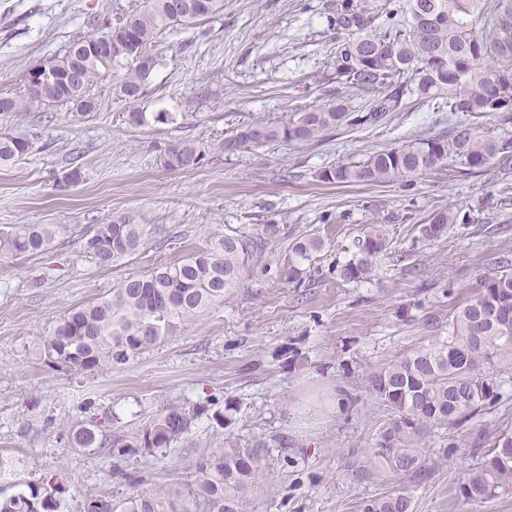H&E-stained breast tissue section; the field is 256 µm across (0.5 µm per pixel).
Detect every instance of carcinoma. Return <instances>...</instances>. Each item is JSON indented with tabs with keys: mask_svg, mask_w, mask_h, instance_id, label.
<instances>
[{
	"mask_svg": "<svg viewBox=\"0 0 512 512\" xmlns=\"http://www.w3.org/2000/svg\"><path fill=\"white\" fill-rule=\"evenodd\" d=\"M180 0H145L139 9L121 14L115 22L95 18L91 32L74 39L63 53L46 60L59 81L38 99L26 87L22 93L0 92V114L43 110L70 103L85 117L100 108L87 95L89 86L112 81V93L127 100L128 90L145 96L153 70L163 59L162 37L169 29L206 19L224 11V0H192L188 16L176 13ZM387 23L376 25L380 17ZM346 31L329 65L336 81L371 95L362 110L345 101L290 112L272 122H256L218 145L228 149L261 148L279 142L307 143L340 128L378 126L403 100L439 101L450 112L495 115L512 112V0H408L366 11L347 2L335 20ZM118 33L123 55L110 62L97 59L96 37ZM512 147V132L482 133L468 122L452 127L446 137L369 153L357 163L324 171L325 182L384 183L411 177L447 162L467 171H480L497 162H511L502 145ZM34 150L26 135L0 133V164L22 159ZM209 146L193 140H174L160 160L168 170L200 167ZM467 216L452 208L432 212L420 232L428 240L448 235ZM67 231L62 224H16L0 232V260L35 255ZM156 229L137 223L122 212L92 226L84 238L86 253L101 266L116 264L143 251ZM316 235L296 239L288 258V282L304 283L302 264L324 248ZM253 241L240 233L211 237L193 254L154 268L146 275L124 279L110 295L71 309L45 342L48 360L76 372L122 369L162 340L173 336L224 294L238 286L245 257ZM353 259L342 266L348 280L368 278L389 241L376 225L354 240ZM502 270L480 277V289L448 316L425 319L436 335L426 344L368 378L369 389L394 417L380 431L375 446L351 461V474L369 480L379 470L394 478L398 488L359 502L358 512H414L415 485L428 474L426 458L415 443L436 428L462 429L484 408L501 398L497 373L512 369V261ZM201 416L197 409L169 404L142 430L140 437L116 439L111 447L142 448L151 453L168 448L187 433ZM101 424L92 418L75 436L81 448L95 444ZM464 445L483 451L480 462L461 480V497L481 504L512 493V429H501L487 441L484 431L470 433ZM195 479L186 487L154 493L133 492L119 502L108 496L84 504V512H242L246 492L258 481L260 458L254 447L231 444L221 454H202L195 461ZM27 491L0 497V512H60V484L25 483Z\"/></svg>",
	"mask_w": 512,
	"mask_h": 512,
	"instance_id": "1",
	"label": "carcinoma"
}]
</instances>
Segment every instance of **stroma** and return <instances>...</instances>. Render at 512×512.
<instances>
[{
	"label": "stroma",
	"instance_id": "35a3bbf8",
	"mask_svg": "<svg viewBox=\"0 0 512 512\" xmlns=\"http://www.w3.org/2000/svg\"><path fill=\"white\" fill-rule=\"evenodd\" d=\"M344 0H224L223 13L177 26L149 94L134 103L92 86L100 109L75 117L54 106L0 115V131L31 134L36 149L0 165V229L64 224L44 252L0 262V457L21 461L0 479V494L24 482L62 484L61 512L91 498L119 500L191 483L202 453L226 442L259 447L261 479L243 512H355L358 502L393 487L391 478L358 480L351 456L373 447L390 412L369 390L370 373L427 342L425 315L447 317L472 296L482 275L512 259V164L464 175L441 166L387 183L322 180L323 170L366 154L447 135L455 114L408 99L376 127H342L310 143H279L228 154L217 145L237 128L337 100L366 97L336 82L329 57L344 32L334 23ZM142 0H0V90L22 88L34 64L62 52L104 9L126 12ZM147 121L130 126L127 112ZM158 112L169 123L154 122ZM214 145L206 165L170 171L160 161L175 139ZM77 167L79 184L54 176ZM454 207L473 221L447 237L419 228ZM180 235L177 248L148 244L112 268L84 250V234L113 213ZM379 225L391 242L370 278L344 280L354 238ZM237 231L260 242L238 288L223 303L141 354L124 369L80 374L50 365L44 343L66 313L111 293L124 277L186 256L211 232ZM325 246L296 286L283 269L295 238ZM234 398L230 426L214 413ZM203 408L170 447L148 453L81 448L89 418L107 435L138 434L168 404ZM455 429H435L420 446L428 479L415 489V512H512V495L473 505L458 486L476 455Z\"/></svg>",
	"mask_w": 512,
	"mask_h": 512
}]
</instances>
